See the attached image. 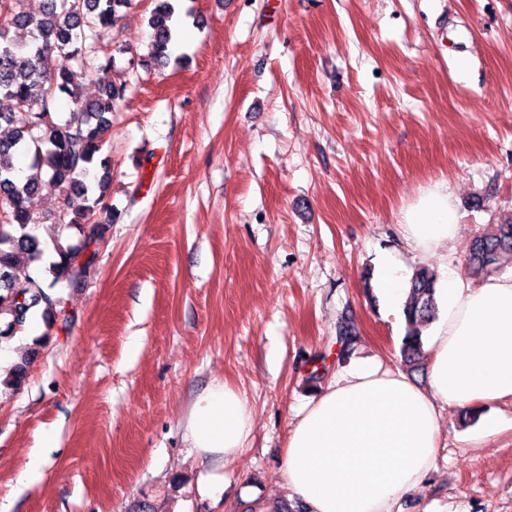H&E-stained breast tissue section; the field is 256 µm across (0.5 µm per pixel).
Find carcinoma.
<instances>
[{
  "label": "carcinoma",
  "mask_w": 512,
  "mask_h": 512,
  "mask_svg": "<svg viewBox=\"0 0 512 512\" xmlns=\"http://www.w3.org/2000/svg\"><path fill=\"white\" fill-rule=\"evenodd\" d=\"M131 0H43L40 9L29 12L24 0H0V97L11 107L0 112V340L23 331L33 311L42 309L46 330H51L61 299L55 286L72 281L91 269L96 251L94 234L104 235L106 222L115 219L106 204L112 177L108 158H99L112 134V112L123 99L126 84L108 82L98 96L81 100L79 79L91 71L108 70L112 49L100 45V34L113 28L119 10ZM174 5L171 0H154L149 18L151 38L148 57L166 64L173 37ZM68 97L73 108L65 116L58 100ZM20 152L30 155L28 174L15 175L14 159ZM50 188L56 191V209L64 226H75L79 244L54 242L58 260L40 267L44 251L35 234L39 224L31 209L34 196ZM82 205H75V199ZM89 254L83 268L77 258ZM505 259L512 261V217L475 236L465 265L473 276H488ZM34 265V271L18 278L20 263ZM436 276L428 269H416L409 280L403 307L405 334L401 355L415 365L423 348V331L438 318ZM357 330L343 322L337 331L341 353L348 352ZM26 377V362L14 364L0 386L16 389Z\"/></svg>",
  "instance_id": "carcinoma-1"
}]
</instances>
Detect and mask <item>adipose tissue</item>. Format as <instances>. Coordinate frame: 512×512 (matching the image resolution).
<instances>
[{"instance_id": "obj_1", "label": "adipose tissue", "mask_w": 512, "mask_h": 512, "mask_svg": "<svg viewBox=\"0 0 512 512\" xmlns=\"http://www.w3.org/2000/svg\"><path fill=\"white\" fill-rule=\"evenodd\" d=\"M399 226L423 254L453 240L458 211L448 182L423 188ZM439 296L428 388L381 364L357 362L297 411L281 474L289 497L308 512H397L434 464L440 407L481 410L478 440L501 432L486 408L512 398V275L473 288L449 270ZM253 429L240 391L216 381L197 396L184 438L204 471L205 493L221 492L217 468L245 447Z\"/></svg>"}]
</instances>
